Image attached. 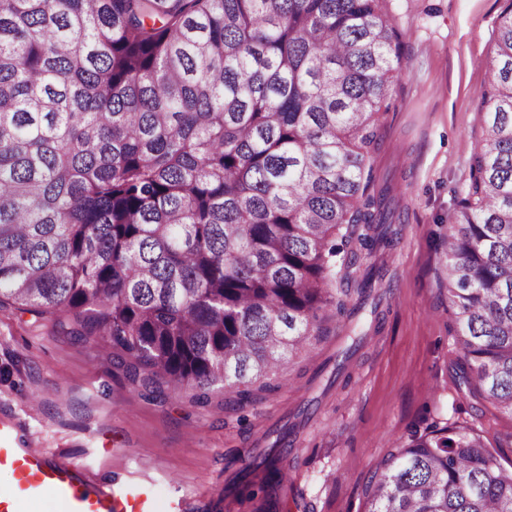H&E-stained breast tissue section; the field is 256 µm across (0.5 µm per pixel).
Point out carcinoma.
Here are the masks:
<instances>
[{
  "label": "carcinoma",
  "instance_id": "carcinoma-1",
  "mask_svg": "<svg viewBox=\"0 0 512 512\" xmlns=\"http://www.w3.org/2000/svg\"><path fill=\"white\" fill-rule=\"evenodd\" d=\"M400 34L384 0H0V306L68 315L155 398L242 406L390 281L374 189ZM448 233L458 384L512 417V0ZM286 448L243 468L269 495ZM365 512H512L483 436L413 435Z\"/></svg>",
  "mask_w": 512,
  "mask_h": 512
}]
</instances>
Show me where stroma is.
Listing matches in <instances>:
<instances>
[{"label": "stroma", "instance_id": "stroma-1", "mask_svg": "<svg viewBox=\"0 0 512 512\" xmlns=\"http://www.w3.org/2000/svg\"><path fill=\"white\" fill-rule=\"evenodd\" d=\"M402 65L388 101L376 185L391 188L395 248L379 258L394 278L379 331L341 376L325 364L341 321L296 358L279 389L254 403L189 394L141 397L118 352L77 339L58 316L0 306V415L25 439L81 462L96 481L154 488L159 512H365L363 488L386 456L431 426L470 428L512 467V417L458 392L447 246L485 131L481 98L505 0H385ZM289 442L287 486L272 499L238 494L241 456Z\"/></svg>", "mask_w": 512, "mask_h": 512}]
</instances>
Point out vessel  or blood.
<instances>
[{"label":"vessel or blood","mask_w":512,"mask_h":512,"mask_svg":"<svg viewBox=\"0 0 512 512\" xmlns=\"http://www.w3.org/2000/svg\"><path fill=\"white\" fill-rule=\"evenodd\" d=\"M0 473L10 485L0 491V512H25L28 502L50 498L54 512H156L152 489L99 484L77 462L22 440L17 421L0 417Z\"/></svg>","instance_id":"obj_1"}]
</instances>
